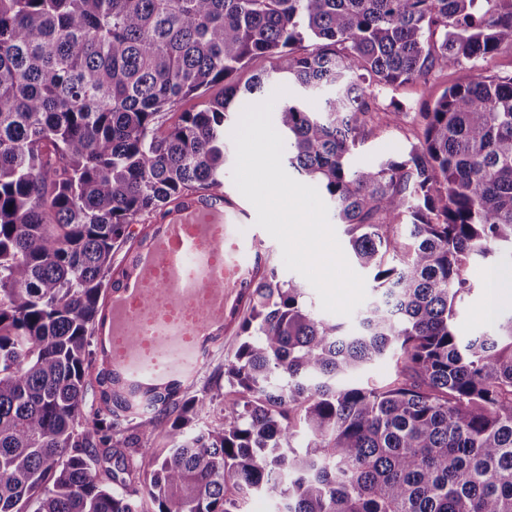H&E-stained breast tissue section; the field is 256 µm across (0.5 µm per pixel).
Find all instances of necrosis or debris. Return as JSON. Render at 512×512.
Returning <instances> with one entry per match:
<instances>
[{
    "label": "necrosis or debris",
    "instance_id": "4bbe7bcc",
    "mask_svg": "<svg viewBox=\"0 0 512 512\" xmlns=\"http://www.w3.org/2000/svg\"><path fill=\"white\" fill-rule=\"evenodd\" d=\"M175 256H162L155 270L168 287L171 301H157L135 324L139 349L125 365L139 371L168 370L181 360H194L191 342L213 305L206 282L224 260V235L208 224L184 225Z\"/></svg>",
    "mask_w": 512,
    "mask_h": 512
}]
</instances>
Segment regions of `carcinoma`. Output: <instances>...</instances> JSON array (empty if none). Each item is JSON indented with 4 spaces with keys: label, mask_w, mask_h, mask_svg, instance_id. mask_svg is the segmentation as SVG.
<instances>
[{
    "label": "carcinoma",
    "mask_w": 512,
    "mask_h": 512,
    "mask_svg": "<svg viewBox=\"0 0 512 512\" xmlns=\"http://www.w3.org/2000/svg\"><path fill=\"white\" fill-rule=\"evenodd\" d=\"M505 47L512 0H0V512H245L258 494L275 512H512V317L453 328L469 262L512 251V76L447 88L414 113L417 141L351 160L375 88ZM275 85L288 168L372 273L357 328L272 269L221 409L219 385L91 376L133 227L224 197L234 114ZM187 97L199 108L166 126ZM388 355L390 383L341 384Z\"/></svg>",
    "instance_id": "1"
}]
</instances>
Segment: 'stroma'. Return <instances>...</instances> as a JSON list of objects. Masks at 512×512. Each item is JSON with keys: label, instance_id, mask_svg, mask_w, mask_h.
Instances as JSON below:
<instances>
[{"label": "stroma", "instance_id": "stroma-1", "mask_svg": "<svg viewBox=\"0 0 512 512\" xmlns=\"http://www.w3.org/2000/svg\"><path fill=\"white\" fill-rule=\"evenodd\" d=\"M500 76L512 75V49L499 51L490 63L475 66L466 64L454 69L431 74L427 80L403 84L383 91L379 100L389 103L397 100L410 104L413 111L422 112L432 106L448 86L464 83L477 74ZM416 132L411 117H382L378 120L368 142L359 148L355 163L367 164L379 158L401 151L407 140ZM233 162H226L224 170V255L228 264L238 265L239 270L226 282L224 290V330L219 341L212 344L206 360L188 367L184 381L190 395H203L210 380L219 368L232 360L240 341V327L250 311L249 294L252 281L258 280L270 270H277L280 279L300 281V274L288 270L282 260L278 242L257 225L255 207L239 192L231 172ZM498 270L512 274V252L495 251L485 259H477L467 268V276L473 285L458 305L455 330L458 336L468 339L485 332H494L497 320L512 317V303L501 306L496 319L486 318L483 309L487 300L485 282L488 271Z\"/></svg>", "mask_w": 512, "mask_h": 512}]
</instances>
